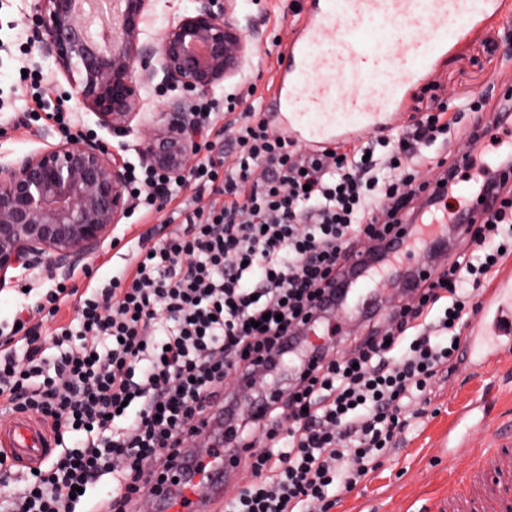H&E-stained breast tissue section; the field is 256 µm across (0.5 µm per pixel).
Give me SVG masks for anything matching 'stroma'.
Listing matches in <instances>:
<instances>
[{
	"label": "stroma",
	"instance_id": "obj_1",
	"mask_svg": "<svg viewBox=\"0 0 512 512\" xmlns=\"http://www.w3.org/2000/svg\"><path fill=\"white\" fill-rule=\"evenodd\" d=\"M242 24L258 31L256 54L226 87L215 90L212 100L223 104L234 97L237 111L263 108L273 93L280 45L292 35V24L306 14L305 0H239ZM499 32L496 53L483 50L471 37L448 54L435 59L423 80L434 94L451 104L473 93H488L512 85V0H503L502 14L490 21ZM29 0H0V162L29 153L43 141L60 138L53 121L35 115L31 78L42 76L41 88L50 102H63L67 113L78 110L69 98L67 81L52 84L54 66L45 60L32 34ZM483 347L465 353L447 382L438 383L431 401L435 415L419 419L402 443L388 454L380 468L348 493L335 512H435L438 499L447 497L448 482L462 468L449 441L487 446L494 442V426L512 427V362L487 366ZM483 400L482 409L468 416L460 410L471 399Z\"/></svg>",
	"mask_w": 512,
	"mask_h": 512
}]
</instances>
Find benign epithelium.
I'll use <instances>...</instances> for the list:
<instances>
[{
    "instance_id": "1",
    "label": "benign epithelium",
    "mask_w": 512,
    "mask_h": 512,
    "mask_svg": "<svg viewBox=\"0 0 512 512\" xmlns=\"http://www.w3.org/2000/svg\"><path fill=\"white\" fill-rule=\"evenodd\" d=\"M119 25L106 48L90 36L75 0H31L43 58L68 81L81 109L115 136L135 133L143 167L180 177L200 149L189 94H209L251 65L254 41L238 0H197L161 37L145 38L155 0H118ZM180 91L159 112H142L147 91ZM127 167L110 146L81 132L0 163V288L11 271L66 272L99 252L129 217Z\"/></svg>"
}]
</instances>
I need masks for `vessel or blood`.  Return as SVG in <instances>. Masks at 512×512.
Wrapping results in <instances>:
<instances>
[{"label": "vessel or blood", "instance_id": "vessel-or-blood-1", "mask_svg": "<svg viewBox=\"0 0 512 512\" xmlns=\"http://www.w3.org/2000/svg\"><path fill=\"white\" fill-rule=\"evenodd\" d=\"M501 0H310L300 32L286 47L270 101L272 126L279 135L312 152L333 149L355 138L357 130L384 131L409 91L420 83L436 56L483 28L500 12ZM384 31L374 47H365L360 33ZM484 143H495L498 154L512 156V123L482 130ZM403 229L419 247L445 234L446 220H435L416 231ZM474 327L490 333L497 344L487 364L512 357V281L486 292ZM0 445L17 459L42 460L50 442L33 420L10 417L0 421ZM465 478L479 477L492 491L512 475V444L471 448ZM203 470L176 490L153 488L142 499L140 512H209L223 498L227 458H202Z\"/></svg>", "mask_w": 512, "mask_h": 512}]
</instances>
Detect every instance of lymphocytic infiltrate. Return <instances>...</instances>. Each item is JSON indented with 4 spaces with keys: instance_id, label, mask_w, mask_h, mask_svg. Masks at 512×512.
I'll return each instance as SVG.
<instances>
[{
    "instance_id": "lymphocytic-infiltrate-1",
    "label": "lymphocytic infiltrate",
    "mask_w": 512,
    "mask_h": 512,
    "mask_svg": "<svg viewBox=\"0 0 512 512\" xmlns=\"http://www.w3.org/2000/svg\"><path fill=\"white\" fill-rule=\"evenodd\" d=\"M431 97L416 107L406 134L352 141L312 154L282 138L261 113L228 101L224 125L211 105L196 108L225 153L208 155L183 181L153 172L128 189L156 210L195 189L196 206L175 230L147 231L127 249L128 264L108 282L52 285L22 305L16 328L0 329V414L48 422L58 449L22 490L11 491L0 452V512H137L151 484L190 473L188 442L217 410L224 445L249 472L227 494L223 512H333L342 495L374 472L415 419L428 390L453 368L456 341L481 308L489 274L512 255V193L469 225L455 259L416 283L413 304L392 324L370 323L349 348L335 342L299 354L295 380L257 396L247 415L228 410L224 387L274 371L295 342L336 304L347 260L374 243L394 249L392 230L415 210L423 147L456 135L484 158L468 112ZM74 317L42 334L61 304ZM261 454H251L255 444Z\"/></svg>"
}]
</instances>
